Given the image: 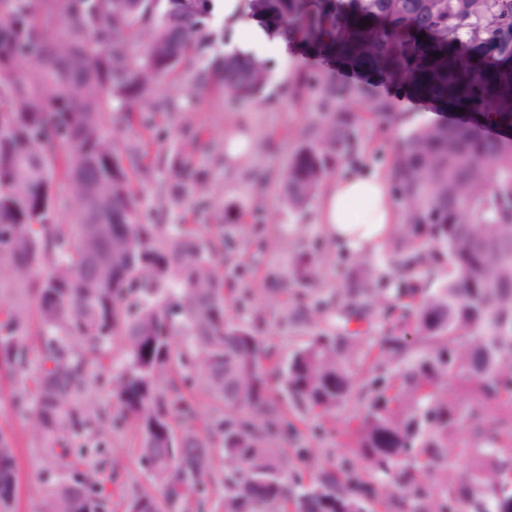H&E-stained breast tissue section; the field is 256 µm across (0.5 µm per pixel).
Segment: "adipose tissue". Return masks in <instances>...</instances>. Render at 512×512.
I'll return each mask as SVG.
<instances>
[{"label": "adipose tissue", "mask_w": 512, "mask_h": 512, "mask_svg": "<svg viewBox=\"0 0 512 512\" xmlns=\"http://www.w3.org/2000/svg\"><path fill=\"white\" fill-rule=\"evenodd\" d=\"M404 221L390 179L381 171L336 178L324 188L318 207L324 236L356 255L383 252Z\"/></svg>", "instance_id": "ef3b65f1"}]
</instances>
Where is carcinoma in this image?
<instances>
[{
	"label": "carcinoma",
	"instance_id": "1",
	"mask_svg": "<svg viewBox=\"0 0 512 512\" xmlns=\"http://www.w3.org/2000/svg\"><path fill=\"white\" fill-rule=\"evenodd\" d=\"M249 10L268 37L306 57L471 114L411 131L389 172L406 208L391 248L397 286L376 288L368 272L324 298L319 254L269 273L264 291L293 284L303 310L282 323L307 329L282 366L257 328L260 310L241 323L226 317L230 299L251 292L224 288L219 272L236 225L141 222L131 172L144 151L105 128L115 101L130 124L178 113L184 142L169 155L160 199L201 202L213 186L195 158L194 116L155 98L154 81L192 70L199 91L228 93L234 109L261 98L266 62L224 49L214 0H197L193 13L177 0H0V261L39 320L34 334L23 303L4 311L0 367L31 404L44 447L65 458L112 430L89 402L86 364L119 344L120 363L101 383L136 429L156 488L128 512H205L218 482L212 512H370L379 487L392 512H500V496H512V140L485 129L512 128V0H250ZM53 20L61 39L49 33ZM313 87L325 107L339 94L331 78ZM354 120L340 112L313 127L279 176L289 207L314 199ZM59 178L75 224L57 221ZM440 258L448 276L424 295L422 278ZM47 262L48 275L32 276ZM375 306L383 326L364 343L349 324L371 322ZM34 349L42 362L31 381ZM275 378L296 409L333 416L361 406L345 438L368 476L334 464L311 484L288 473L268 446L295 430ZM194 386L215 402L207 422L184 396ZM466 415L476 422L470 461L450 472ZM17 495L16 449L0 436V507ZM45 508L105 512L103 472L57 483Z\"/></svg>",
	"mask_w": 512,
	"mask_h": 512
}]
</instances>
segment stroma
Wrapping results in <instances>:
<instances>
[{
	"label": "stroma",
	"mask_w": 512,
	"mask_h": 512,
	"mask_svg": "<svg viewBox=\"0 0 512 512\" xmlns=\"http://www.w3.org/2000/svg\"><path fill=\"white\" fill-rule=\"evenodd\" d=\"M262 52L272 72L266 97L260 102L244 104L235 112L225 110L224 92L214 90L197 96L191 77L174 75L156 84L157 96L177 97L184 107L194 112L201 132V150H208L213 144H224L226 135L231 132L242 134L250 141V152L244 162L217 167V194L208 206L198 208L190 201L168 205L159 202L160 187L168 179L166 155L180 142L177 116L143 126L127 123L120 112L112 111L107 113L106 122L114 137L138 143L148 154V179L132 181L140 197L143 221L211 224L218 209H226L237 225L224 246L225 253L232 258L226 270L233 273L237 287L250 291L246 303L228 305L226 315L235 319L248 314L251 308L262 309L267 319L265 333L284 359L301 343L302 337L300 332L280 322L283 312L293 307L290 296H269L262 291L263 281L270 272L282 269L292 258L322 244L327 254L322 287H335L355 271L370 269L378 275L380 287L388 288L395 273L387 253L353 257L342 246L325 242L316 221V204L294 211L282 203L280 172L307 143L310 128L325 118L317 107L316 94H305L302 100L296 101L289 98L288 89L302 76L325 70L326 64L321 60L298 59L293 50L278 53L270 41L263 44ZM335 109L357 115L348 140L336 156L333 172L337 175L366 170L390 171L406 133L448 119L447 113L405 98L400 99L390 121L356 99H341ZM347 418L344 411L332 417L293 411L291 419L296 428V442L306 448L307 454L300 459L291 458V469L309 480L316 478L329 462L346 456L343 431ZM0 435L13 441L18 459L19 492L12 512H44L49 487L68 479L71 470L67 463L49 457L30 412L19 408L12 384L3 370H0ZM106 442L104 455H87L83 461L98 467L104 456L116 454L123 458V468L111 475L107 488L112 492L108 512H124L134 494L151 489L152 479L140 461L138 438L132 427L115 424Z\"/></svg>",
	"instance_id": "1"
}]
</instances>
